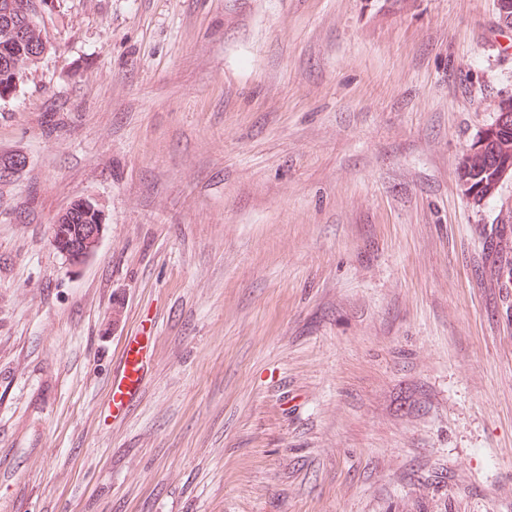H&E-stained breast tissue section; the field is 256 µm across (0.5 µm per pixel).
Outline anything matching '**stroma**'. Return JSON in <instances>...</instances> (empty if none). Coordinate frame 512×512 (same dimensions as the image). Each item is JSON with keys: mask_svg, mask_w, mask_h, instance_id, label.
Instances as JSON below:
<instances>
[{"mask_svg": "<svg viewBox=\"0 0 512 512\" xmlns=\"http://www.w3.org/2000/svg\"><path fill=\"white\" fill-rule=\"evenodd\" d=\"M44 21L0 100V512H512V179L456 173L512 96L493 0ZM83 197L76 268L49 229ZM89 200H92V208L97 209L98 213L95 210L85 211L81 204H77L74 205L72 210L67 208L58 218V223L69 225L77 240L83 244L81 251L70 253L78 261L72 264L74 267L82 266L84 263L79 261L86 260L94 251H97L103 238L104 220L102 210L97 201L91 198ZM96 213L98 214V223L93 224L96 222ZM73 224H76V226H73ZM149 337L134 335L125 341L121 356L122 369L113 378L110 393V403L118 413L124 412L132 401L144 366Z\"/></svg>", "mask_w": 512, "mask_h": 512, "instance_id": "35a3bbf8", "label": "stroma"}]
</instances>
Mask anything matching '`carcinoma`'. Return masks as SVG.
Wrapping results in <instances>:
<instances>
[{
  "label": "carcinoma",
  "mask_w": 512,
  "mask_h": 512,
  "mask_svg": "<svg viewBox=\"0 0 512 512\" xmlns=\"http://www.w3.org/2000/svg\"><path fill=\"white\" fill-rule=\"evenodd\" d=\"M35 0H0V91L17 89L22 74L39 60L40 48L47 44L41 19H33ZM29 20L25 36L15 35L18 24ZM496 119L477 136L484 141L481 149L465 150L457 168L458 182L474 193V199L495 197L499 188L493 185L500 168L512 167V97L498 99L493 106ZM509 113L505 126L498 118ZM96 212L85 211L77 204L58 218L60 224H93Z\"/></svg>",
  "instance_id": "carcinoma-1"
}]
</instances>
